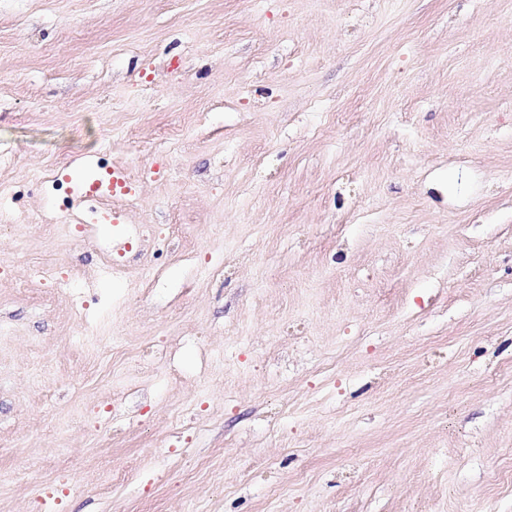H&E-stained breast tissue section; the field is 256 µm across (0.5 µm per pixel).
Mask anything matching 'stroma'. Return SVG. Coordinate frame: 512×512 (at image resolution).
Returning <instances> with one entry per match:
<instances>
[{"label": "stroma", "instance_id": "stroma-1", "mask_svg": "<svg viewBox=\"0 0 512 512\" xmlns=\"http://www.w3.org/2000/svg\"><path fill=\"white\" fill-rule=\"evenodd\" d=\"M0 155V512H512V0H0Z\"/></svg>", "mask_w": 512, "mask_h": 512}]
</instances>
